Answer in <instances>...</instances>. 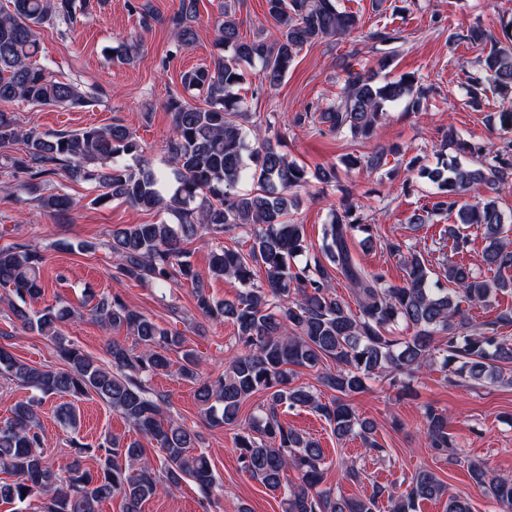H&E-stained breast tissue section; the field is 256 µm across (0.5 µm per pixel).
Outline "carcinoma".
<instances>
[{"mask_svg": "<svg viewBox=\"0 0 512 512\" xmlns=\"http://www.w3.org/2000/svg\"><path fill=\"white\" fill-rule=\"evenodd\" d=\"M198 2L179 0L178 9L167 19L177 51L196 41ZM106 3L9 0L8 7L1 6L0 102L83 109L99 99L101 89L58 78L38 61L39 31L46 24L71 30L92 5L102 8ZM265 4L275 31L253 39L240 35L233 4L222 6L220 50L208 63L181 76L184 91L198 102L191 103L181 94H171L165 102L172 114L166 169L125 162L139 156L140 144L120 122L41 134L23 129L14 115L0 110V148L20 146V152L3 156V166L12 177L0 185L6 197L33 202L64 218L76 201L66 193L48 191L47 183L48 176L62 171L72 182L95 184L96 205L120 200L166 213L168 221L125 224L110 231L112 277L159 289L190 285L200 315L216 323L232 321L240 345L226 362L224 375L214 381L202 379L197 355L184 348L181 332L160 326L117 295L105 296L93 307L95 318L107 329H123L135 337L140 350L114 339L108 345L110 366L104 367L62 336L61 326L77 315L71 305L38 311L28 307V301L44 289L43 256L23 243L0 247V287L13 294L14 318L53 339L64 362L56 369L33 366L0 345V377L40 394L13 403L10 416L0 421V470L14 477L0 484L1 500L23 503L39 493L47 497L44 512H99L103 502L118 495L123 512H140L145 501L170 493L187 480L207 498L223 489L209 458L192 453L200 436L167 417L166 395L146 384V378L173 368L197 385L196 397L205 405L207 423L237 428L240 468L270 490L282 492L285 512H380L384 501L388 512H417L420 502L447 493L433 473L416 472L399 496L376 485L365 499L337 497L322 487L327 470L323 449L283 424L280 409L305 407L323 418L336 437H356L365 452L379 456L384 448L376 440L375 426L360 419L344 401L363 392L368 380L389 369L411 376L439 354L442 367L474 385L512 383L511 377H505L512 366V336L505 332L512 328V308L483 322L468 314V308L486 306L497 294L512 291V236L506 229L512 217H505L490 196L459 205V197L477 186L496 191L512 180V160L505 159L512 154V140L476 142L450 129L440 163L432 167L416 155L406 164L409 172L441 191V200L422 207L418 223H428L435 213L455 215L445 235L456 251L467 246L469 226L482 227L487 241L483 264L493 276L464 263L446 262L448 287L443 288L434 280L425 252L401 240L388 243L387 249L404 270L403 284H389L382 272L366 269L352 256L353 233H365L364 242L370 244L372 227L360 222L350 204L333 211L323 225V258L296 263L308 244L304 226L290 218L297 205L292 190L313 179L336 182V167L311 169L262 134L256 114L236 92L243 81L241 66L260 62L262 83L278 86L304 47L350 35L361 19L340 9L338 0H265ZM127 8L144 30L157 21L151 0H128ZM500 25L501 40L479 24L461 35L487 50L480 60L482 77L468 86L465 105L479 111L488 94L497 96L500 110L493 115V126L500 133H512V15L502 17ZM372 38L384 45L379 67L389 66L403 40L401 31H378ZM141 51V37L132 36L115 50L112 62L130 65ZM426 96L427 88L411 73L381 80L373 71H350L339 100L313 104L296 115L295 122H317L331 133L368 143L393 106L405 103L419 112ZM391 153L395 150L376 147L359 156L347 155L342 163L348 170L376 172ZM245 181L252 183L251 190L240 189ZM242 231L252 239L248 252L227 246L211 252L208 277H202L187 245L204 233L233 236ZM257 267L264 270V288L253 287ZM336 275L346 280L357 310L334 292ZM224 277L243 287L233 300H217L209 291L208 279ZM170 350L182 353L181 363L176 365L167 356ZM328 360L336 368L321 371ZM295 367L318 371L320 387L293 384ZM325 389L336 396L324 400ZM257 392L266 396L260 414L241 419L243 401ZM92 394L122 415L137 434L157 444L163 452L161 476L146 462L133 469L144 456L139 440L111 434L93 450L76 443L77 459L71 468L63 476L54 470L42 451L38 407L47 397L67 398L57 406L56 417L71 428L77 420L76 402ZM423 424L431 447L443 452L454 447L445 412L426 406ZM90 451L98 459L94 474L80 460ZM290 471L299 475V484L288 485ZM468 472L492 498L512 506V479L496 477L475 462Z\"/></svg>", "mask_w": 512, "mask_h": 512, "instance_id": "1", "label": "carcinoma"}]
</instances>
